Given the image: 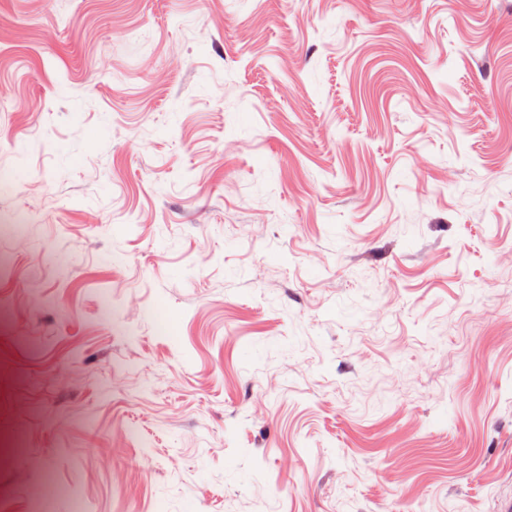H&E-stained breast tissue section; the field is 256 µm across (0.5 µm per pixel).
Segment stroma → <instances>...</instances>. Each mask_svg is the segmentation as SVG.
Returning <instances> with one entry per match:
<instances>
[{"instance_id": "obj_1", "label": "stroma", "mask_w": 512, "mask_h": 512, "mask_svg": "<svg viewBox=\"0 0 512 512\" xmlns=\"http://www.w3.org/2000/svg\"><path fill=\"white\" fill-rule=\"evenodd\" d=\"M0 512L512 500V0H0Z\"/></svg>"}]
</instances>
